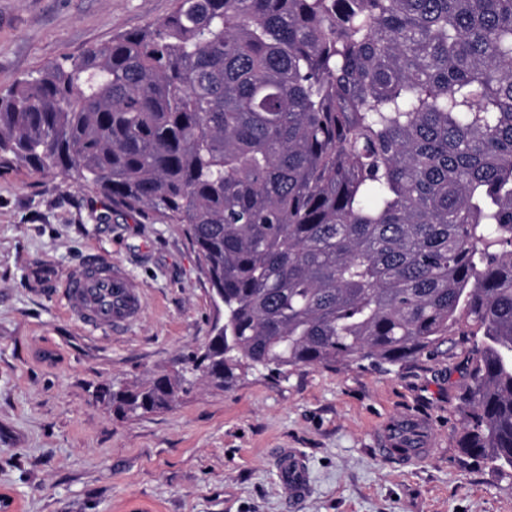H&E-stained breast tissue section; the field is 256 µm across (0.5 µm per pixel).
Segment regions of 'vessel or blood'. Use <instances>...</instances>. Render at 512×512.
<instances>
[{"mask_svg": "<svg viewBox=\"0 0 512 512\" xmlns=\"http://www.w3.org/2000/svg\"><path fill=\"white\" fill-rule=\"evenodd\" d=\"M63 294L70 314L83 326L114 335L124 333L143 311L140 287L119 267L92 264L65 275ZM433 444V424L410 413L385 424L376 437L380 458L407 467L425 458ZM282 488L289 502L302 500L309 489L302 457L292 450L277 456Z\"/></svg>", "mask_w": 512, "mask_h": 512, "instance_id": "b4317fda", "label": "vessel or blood"}]
</instances>
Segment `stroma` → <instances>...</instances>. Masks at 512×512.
Instances as JSON below:
<instances>
[{"instance_id": "35a3bbf8", "label": "stroma", "mask_w": 512, "mask_h": 512, "mask_svg": "<svg viewBox=\"0 0 512 512\" xmlns=\"http://www.w3.org/2000/svg\"><path fill=\"white\" fill-rule=\"evenodd\" d=\"M174 0H0V95L65 55L158 22ZM122 267L144 309L127 332L83 327L62 277ZM218 318L182 225L116 209L92 188L25 165L0 168V495L14 512H512V478L464 456L470 345L389 370L238 371L197 381L170 408L118 417L102 386L175 372ZM435 423L434 449L406 468L378 460L375 434L404 411ZM306 465L289 506L276 457Z\"/></svg>"}]
</instances>
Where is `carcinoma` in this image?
Here are the masks:
<instances>
[{"label":"carcinoma","instance_id":"cac0c4a2","mask_svg":"<svg viewBox=\"0 0 512 512\" xmlns=\"http://www.w3.org/2000/svg\"><path fill=\"white\" fill-rule=\"evenodd\" d=\"M2 164L185 227L224 322L184 363L217 387L397 366L469 326L459 448L512 472V0H175L0 96Z\"/></svg>","mask_w":512,"mask_h":512}]
</instances>
